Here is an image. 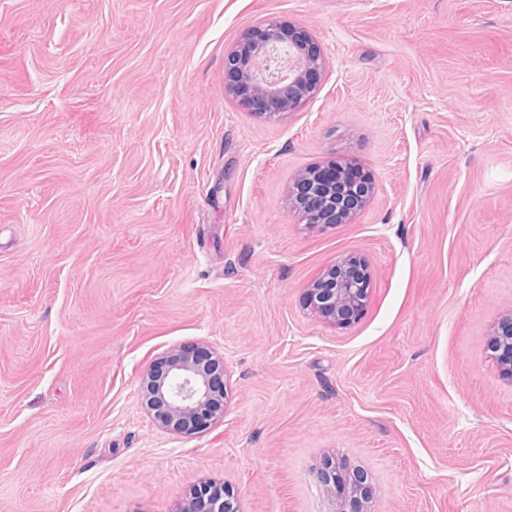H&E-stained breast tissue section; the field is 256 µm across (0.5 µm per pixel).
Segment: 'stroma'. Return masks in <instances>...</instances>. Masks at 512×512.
Wrapping results in <instances>:
<instances>
[{
  "label": "stroma",
  "instance_id": "35a3bbf8",
  "mask_svg": "<svg viewBox=\"0 0 512 512\" xmlns=\"http://www.w3.org/2000/svg\"><path fill=\"white\" fill-rule=\"evenodd\" d=\"M328 51L285 112L224 92L253 27ZM374 190L310 225L327 162ZM371 271L338 327L306 290ZM512 0H0V512H331L336 456L370 512H512ZM224 359V417L162 429L156 359ZM356 268L358 274L351 273ZM370 273L363 259L341 255L326 273L307 290V306L336 326L354 323L363 312L370 291ZM488 350L504 377L512 382V314L504 317L488 339ZM338 458H326L316 471L318 482L331 498L335 512H369L371 488L364 474L345 466ZM211 486L199 488L192 497L182 505L180 512H239L235 503L234 492L224 489V494L209 490Z\"/></svg>",
  "mask_w": 512,
  "mask_h": 512
}]
</instances>
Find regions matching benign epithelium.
Here are the masks:
<instances>
[{
  "instance_id": "7a95c632",
  "label": "benign epithelium",
  "mask_w": 512,
  "mask_h": 512,
  "mask_svg": "<svg viewBox=\"0 0 512 512\" xmlns=\"http://www.w3.org/2000/svg\"><path fill=\"white\" fill-rule=\"evenodd\" d=\"M269 22L259 29L261 38L246 36L224 59V91L250 111L273 114L294 107L320 84L325 71L326 49L308 31ZM251 61L242 63V57ZM344 175L335 169L319 178L308 171L294 187V200L306 199L312 219L342 208L351 200L340 192ZM370 291V273L363 259L344 254L307 290V306L319 317L338 326L354 323L363 312ZM488 350L501 373L512 382V314L504 317L488 339ZM207 359L192 353L171 356V361L151 365L141 379L142 398L156 424L178 433L186 432L181 421L211 411L204 428L224 416L226 379L223 361L206 350ZM317 481L334 504V512H368L371 488L364 474L338 458L325 459L316 471ZM180 512H239L234 493L216 494L210 486L197 490Z\"/></svg>"
}]
</instances>
